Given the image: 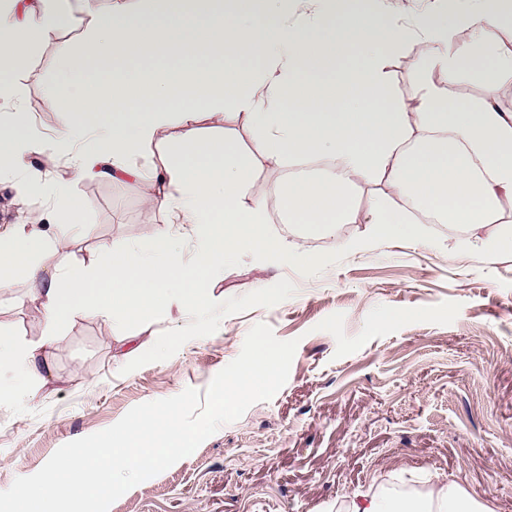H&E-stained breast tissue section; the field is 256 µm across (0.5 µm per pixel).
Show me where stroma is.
<instances>
[{
  "mask_svg": "<svg viewBox=\"0 0 512 512\" xmlns=\"http://www.w3.org/2000/svg\"><path fill=\"white\" fill-rule=\"evenodd\" d=\"M84 33L56 29L11 75L23 128L41 146L45 191L26 194L19 175H0V228L51 216L52 187L68 183L83 225L61 218L51 227L50 248L65 264L89 262L104 244L150 248V232L173 221L147 203V186L77 176L53 151L60 116L44 89L58 46ZM366 229L310 233L317 266L275 254L225 268L224 306L206 318L150 315L128 339L90 316L67 323L36 397L0 403V491L138 404L205 390L265 323L298 342L284 387L109 512H347L359 489L426 497L449 481L492 512H512V253L448 263L444 223L428 224L426 245L339 248ZM0 328L29 343L43 337L27 281L0 289Z\"/></svg>",
  "mask_w": 512,
  "mask_h": 512,
  "instance_id": "stroma-1",
  "label": "stroma"
}]
</instances>
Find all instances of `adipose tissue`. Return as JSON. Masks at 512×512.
Returning a JSON list of instances; mask_svg holds the SVG:
<instances>
[{"mask_svg":"<svg viewBox=\"0 0 512 512\" xmlns=\"http://www.w3.org/2000/svg\"><path fill=\"white\" fill-rule=\"evenodd\" d=\"M19 9L0 0V172L24 176L27 191L44 183L33 163L38 143L22 131L25 112L11 73L60 26L97 18L94 34L61 45L45 100L59 110L55 150L80 176L123 173L173 212L150 249L102 248L89 263H54L41 217L0 232V288L23 277L46 327L43 345L0 336V402L31 397L30 384L51 366L42 346L91 315L131 335L150 313L224 303L188 280L175 254L194 240L193 264L209 277L245 253L278 245L266 233L265 194L253 189L258 158L286 172L275 192L291 223L332 235L363 220L371 236L345 241L366 250L376 240L425 243V218L462 227L449 262L473 253L512 252V110L499 102L512 84L507 0H434L415 21L354 0H42ZM414 50L410 98L392 92L388 62ZM481 93H468L470 83ZM458 98L465 105L448 108ZM225 121L245 115L260 141L251 155L226 137L202 136V112ZM162 154L154 163L149 148ZM380 190L360 208V185ZM351 512H490L456 483L434 498L390 499L361 491Z\"/></svg>","mask_w":512,"mask_h":512,"instance_id":"adipose-tissue-1","label":"adipose tissue"}]
</instances>
